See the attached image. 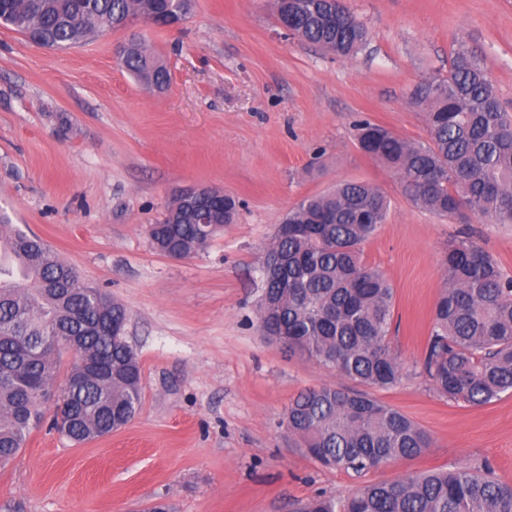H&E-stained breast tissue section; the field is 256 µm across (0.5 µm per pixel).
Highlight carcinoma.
<instances>
[{"label":"carcinoma","instance_id":"cac0c4a2","mask_svg":"<svg viewBox=\"0 0 512 512\" xmlns=\"http://www.w3.org/2000/svg\"><path fill=\"white\" fill-rule=\"evenodd\" d=\"M102 32L135 14H165L173 0H90ZM290 11L302 40L339 57L368 41V30L345 0H274ZM85 0H5L0 24L27 41L66 50L81 43ZM122 66L157 87L168 69L142 41L127 46ZM415 102L425 114L428 140L411 141L364 120L354 139L365 155L399 179L412 203L440 218L467 213L512 224V113L500 105L488 69L464 45L453 49L448 77L422 84ZM390 200L367 182L343 181L309 196L284 223L298 231L274 234L267 254L285 261L262 273L266 299L259 327L288 331V352L343 378L379 388L396 385L403 366L391 346L394 289L363 260L362 245L385 223ZM157 230L186 256L205 250L221 231L199 222L173 199ZM445 286L434 310L423 373L450 401L487 405L512 393V276L467 238L448 245ZM125 306L80 282L73 266L49 244L0 214V469L25 446L44 417L41 395L55 392L59 345L81 337L56 409L58 430L75 443L104 436L130 422L141 404V365L112 322ZM280 425L298 447L329 468L365 474L422 454L428 433L407 415L342 385L301 392ZM293 512H512V485L472 463L359 488L344 500L318 496Z\"/></svg>","mask_w":512,"mask_h":512}]
</instances>
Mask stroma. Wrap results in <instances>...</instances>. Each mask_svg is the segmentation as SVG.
Returning a JSON list of instances; mask_svg holds the SVG:
<instances>
[{
	"instance_id": "35a3bbf8",
	"label": "stroma",
	"mask_w": 512,
	"mask_h": 512,
	"mask_svg": "<svg viewBox=\"0 0 512 512\" xmlns=\"http://www.w3.org/2000/svg\"><path fill=\"white\" fill-rule=\"evenodd\" d=\"M370 32L342 58L289 38L273 0H194L181 29L132 21L55 50L0 26V211L123 303L142 366L137 415L74 443L49 427L0 469V512H290L317 495L463 462L512 483V395L468 406L422 375L449 242L470 237L512 276V224L464 223L412 204L398 178L361 153L366 118L427 140L412 99L448 73L462 40L482 57L512 112V0H349ZM139 35L169 86L136 82L115 45ZM341 180L379 187L385 224L363 259L394 289L399 384L370 388L427 431L422 455L358 476L297 448L279 422L299 392L340 384L335 370L289 354L258 329L260 265L302 199ZM204 184L240 201L206 250L183 261L146 234L180 188Z\"/></svg>"
}]
</instances>
